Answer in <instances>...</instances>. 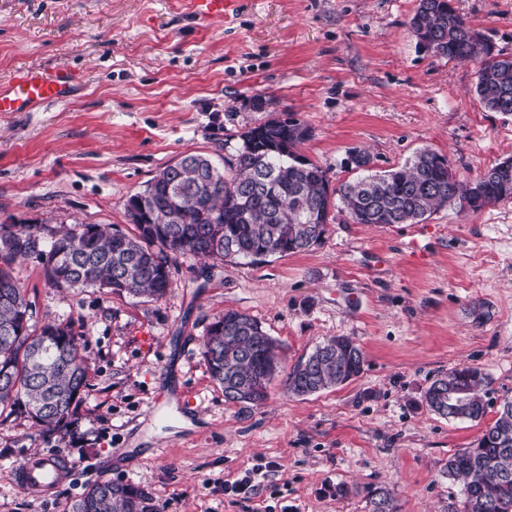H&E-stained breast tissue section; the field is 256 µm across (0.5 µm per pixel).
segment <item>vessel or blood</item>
Masks as SVG:
<instances>
[{"label":"vessel or blood","instance_id":"1","mask_svg":"<svg viewBox=\"0 0 512 512\" xmlns=\"http://www.w3.org/2000/svg\"><path fill=\"white\" fill-rule=\"evenodd\" d=\"M237 0H182L187 13L205 20L226 17L233 11ZM77 80L68 67L52 70L22 68L16 71L7 86L0 87V112H26L50 101L65 100ZM65 472L64 464L55 457H43L39 466L22 465L18 471L20 485L27 490L50 487Z\"/></svg>","mask_w":512,"mask_h":512}]
</instances>
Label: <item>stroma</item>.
Listing matches in <instances>:
<instances>
[{
	"instance_id": "35a3bbf8",
	"label": "stroma",
	"mask_w": 512,
	"mask_h": 512,
	"mask_svg": "<svg viewBox=\"0 0 512 512\" xmlns=\"http://www.w3.org/2000/svg\"><path fill=\"white\" fill-rule=\"evenodd\" d=\"M452 4L512 56V0ZM417 5L238 0L204 22L179 0H0V85L28 67L81 75L67 101L0 112V224L133 233L125 203L165 166L234 152L241 133L275 117L308 127L298 151L334 185L351 178L346 160L359 149L384 171L427 147L474 179L512 157V115L479 102L474 64L417 44ZM171 271L167 297L148 302L55 288L37 256L16 262L34 322L68 320L79 332L88 388L73 430L38 434L20 413L0 425V512H71L102 477L142 488L159 512H368L367 492L381 485L399 512L460 501L440 468L512 397V202L378 227L343 211L309 251L254 264L179 255ZM227 310L261 323L284 368L347 336L363 370L308 396L278 378L260 406L226 402L202 351ZM462 365L489 378L483 421L449 420L423 402ZM154 406L165 422L149 418ZM42 455L69 468L37 499L17 471ZM254 468L252 494L225 493Z\"/></svg>"
}]
</instances>
